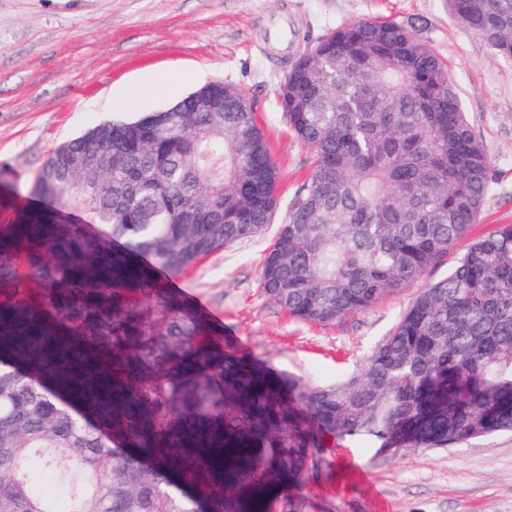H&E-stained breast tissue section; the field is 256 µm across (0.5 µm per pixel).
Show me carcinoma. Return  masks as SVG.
<instances>
[{"instance_id":"obj_1","label":"carcinoma","mask_w":512,"mask_h":512,"mask_svg":"<svg viewBox=\"0 0 512 512\" xmlns=\"http://www.w3.org/2000/svg\"><path fill=\"white\" fill-rule=\"evenodd\" d=\"M448 7L512 57V0ZM424 28L346 23L289 66L279 108L312 170L285 201L228 83L50 154L31 194L52 205L0 223V512H288L328 437L386 452L512 431V225L471 238L491 159ZM275 222L261 294L312 324L465 249L356 371L311 385L169 285Z\"/></svg>"}]
</instances>
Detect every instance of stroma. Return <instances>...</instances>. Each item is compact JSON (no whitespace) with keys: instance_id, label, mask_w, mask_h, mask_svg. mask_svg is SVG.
Segmentation results:
<instances>
[{"instance_id":"35a3bbf8","label":"stroma","mask_w":512,"mask_h":512,"mask_svg":"<svg viewBox=\"0 0 512 512\" xmlns=\"http://www.w3.org/2000/svg\"><path fill=\"white\" fill-rule=\"evenodd\" d=\"M377 18L425 22L422 35L447 59L492 161L473 233L512 224V57L458 24L447 0H0V170L17 189L15 209L29 207L31 182L54 149L100 122L167 108L172 99L159 90L113 107L116 95L160 73L193 74L187 93L214 81L236 86L292 189L311 155L279 109L287 65L336 26ZM268 231L215 251L176 286L269 369L335 383L389 335L416 290L335 323L295 320L260 292L276 225ZM288 512H512V433L388 456L336 441L289 492Z\"/></svg>"}]
</instances>
